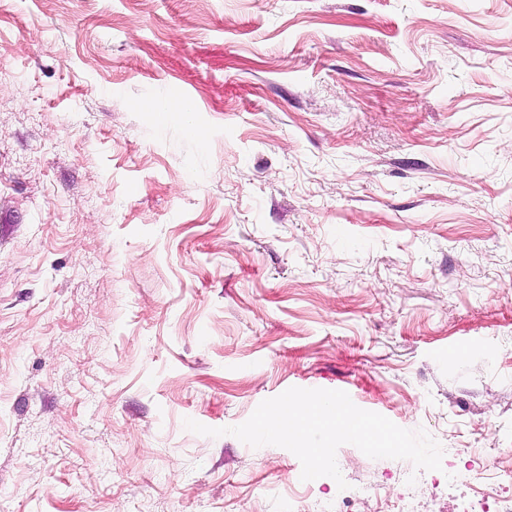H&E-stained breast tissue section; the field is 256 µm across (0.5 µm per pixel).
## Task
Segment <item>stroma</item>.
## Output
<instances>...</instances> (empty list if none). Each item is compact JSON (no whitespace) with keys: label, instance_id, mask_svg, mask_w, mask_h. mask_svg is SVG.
<instances>
[{"label":"stroma","instance_id":"stroma-1","mask_svg":"<svg viewBox=\"0 0 512 512\" xmlns=\"http://www.w3.org/2000/svg\"><path fill=\"white\" fill-rule=\"evenodd\" d=\"M291 387L512 448V0H0V512H305Z\"/></svg>","mask_w":512,"mask_h":512}]
</instances>
